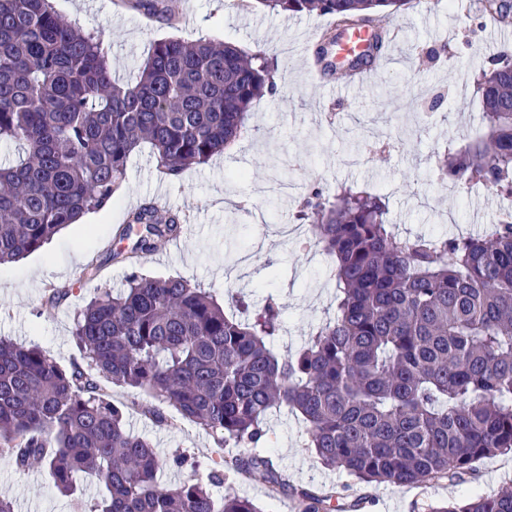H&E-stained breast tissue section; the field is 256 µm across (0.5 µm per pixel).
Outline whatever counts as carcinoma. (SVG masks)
I'll return each instance as SVG.
<instances>
[{
    "label": "carcinoma",
    "instance_id": "obj_1",
    "mask_svg": "<svg viewBox=\"0 0 512 512\" xmlns=\"http://www.w3.org/2000/svg\"><path fill=\"white\" fill-rule=\"evenodd\" d=\"M410 0H260L284 14L317 11L338 27L376 25ZM169 18L171 0H134ZM503 22L509 0H481ZM261 51L199 38L153 43L134 79L112 78L100 39L77 31L53 0H0V140L18 147L0 166V265L40 250L83 215L114 200L131 154L152 146L160 174L175 178L240 138L253 102L274 87ZM485 132L438 160L441 178L512 198V72L488 60L476 81ZM385 196L315 188L297 219L315 226L334 258L333 318L306 346L270 348L281 312L269 294L249 321L210 292L135 268L119 293L92 298L75 318L76 347L90 370L66 369L35 344L0 338V450L19 471L46 466L67 495L77 471L96 474L102 498L88 512H260L210 486L259 473L299 512H335L341 492L297 488L266 452L224 458L208 479L162 486L167 465L129 432L126 405L100 380L140 389L139 406L167 424L171 407L224 444L256 448L275 407L299 414L307 447L327 469L359 483L426 487L470 481L479 460L512 451V218L489 238L403 239ZM182 218L148 204L118 233L131 257L180 233ZM427 512H512V492L427 506Z\"/></svg>",
    "mask_w": 512,
    "mask_h": 512
}]
</instances>
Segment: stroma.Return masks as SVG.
<instances>
[{
  "mask_svg": "<svg viewBox=\"0 0 512 512\" xmlns=\"http://www.w3.org/2000/svg\"><path fill=\"white\" fill-rule=\"evenodd\" d=\"M174 2L168 24L147 19L127 0H54V5L85 32L100 35L120 80L134 77L156 40L207 38L263 51L277 66L275 93L253 103L247 132L230 152L179 179H161L150 145H142L131 155L111 205L63 229L25 259L0 266L1 337L38 344L64 366L78 360L72 336L77 311L126 281V265L110 257L132 246L116 240L118 228L129 210L161 196L187 222L179 238L159 247V260H142L141 271L200 285L229 313L231 293L247 295L257 305L273 293L283 329L271 348L281 358L295 355L336 309V288L326 276L330 257L314 234L288 231L312 187L332 192L346 183L385 195L388 219L403 238L491 234L503 197L486 190L472 198L449 191L438 176L436 155L448 143L467 144L481 130L473 81L489 57L504 48L512 51V25L490 18L475 25L469 0L453 5L438 0L430 12L415 2L389 21L398 31L391 64L350 93L338 72H330L326 87L314 84L308 73V58L328 17L276 13L259 4L248 8L245 0ZM94 259L104 263L103 276L82 279L83 267ZM53 291L63 297L54 307L46 303ZM126 425L147 437L162 457L183 458L182 466L159 473V482L167 485L206 477L224 456L237 452L182 419L159 426L132 410ZM267 430L271 458L293 485L342 488L346 501L367 499L365 512H426L431 503L512 492V453L481 460L470 484L359 485L317 462L299 415L274 411ZM73 484L75 494L63 496L47 468L35 464L17 471L0 452V496L12 500L15 512H76L79 503L101 496L93 475L77 474ZM212 492L218 498L228 493L247 498L261 512H296L291 494L269 497L259 475L246 482L226 479Z\"/></svg>",
  "mask_w": 512,
  "mask_h": 512,
  "instance_id": "35a3bbf8",
  "label": "stroma"
}]
</instances>
